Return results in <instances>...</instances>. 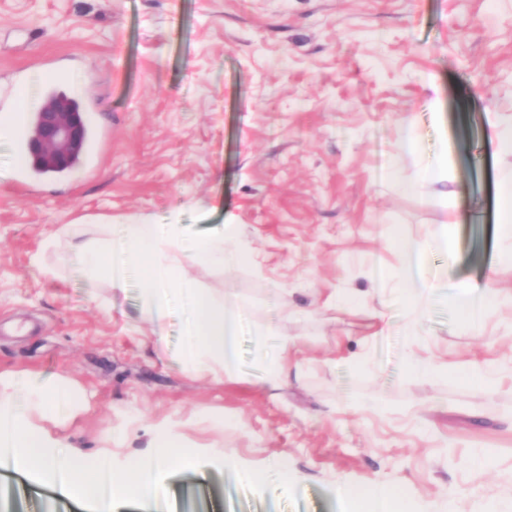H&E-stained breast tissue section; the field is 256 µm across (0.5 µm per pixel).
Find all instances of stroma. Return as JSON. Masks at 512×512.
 Instances as JSON below:
<instances>
[{
	"label": "stroma",
	"instance_id": "35a3bbf8",
	"mask_svg": "<svg viewBox=\"0 0 512 512\" xmlns=\"http://www.w3.org/2000/svg\"><path fill=\"white\" fill-rule=\"evenodd\" d=\"M51 81L88 106L97 141L85 165L37 176L20 172L18 135H0V376L21 423L95 463L127 467L171 440L210 457L167 477L171 492L204 488L222 460L297 485L292 503L232 479L210 512H360L378 483L400 492L398 512H512V263L497 209L512 151L488 135L491 116L512 122V0H0V119L30 116ZM403 120L418 162L398 170ZM437 159L443 179L423 178ZM449 222L454 256L428 255L443 287L420 321L381 307L367 255L401 274L408 243ZM127 224L236 225L245 261L187 275L239 298L269 348L293 340L299 377L185 368L181 314L155 336L139 271L113 290L76 249L113 250ZM489 273L501 298L480 332L456 288ZM37 379L80 406L56 396L41 419ZM1 487L22 512H87L13 467Z\"/></svg>",
	"mask_w": 512,
	"mask_h": 512
}]
</instances>
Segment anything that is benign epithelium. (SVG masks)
Here are the masks:
<instances>
[{
	"mask_svg": "<svg viewBox=\"0 0 512 512\" xmlns=\"http://www.w3.org/2000/svg\"><path fill=\"white\" fill-rule=\"evenodd\" d=\"M85 136L84 122L78 113L68 104L56 101L44 105L38 113L28 153L33 161L50 171L67 170L84 146Z\"/></svg>",
	"mask_w": 512,
	"mask_h": 512,
	"instance_id": "1",
	"label": "benign epithelium"
}]
</instances>
